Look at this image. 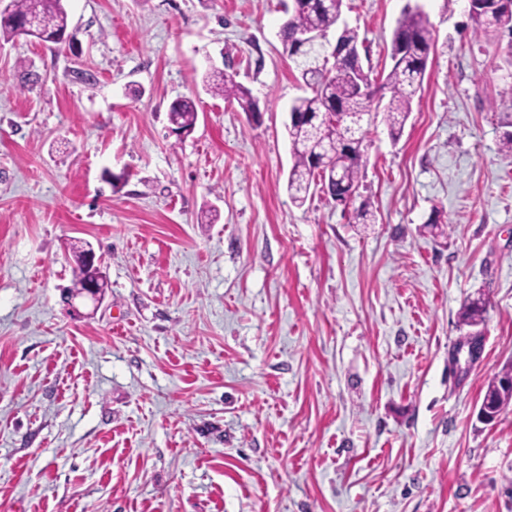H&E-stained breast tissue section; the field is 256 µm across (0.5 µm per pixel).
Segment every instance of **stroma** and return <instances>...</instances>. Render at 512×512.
<instances>
[{"label": "stroma", "instance_id": "obj_1", "mask_svg": "<svg viewBox=\"0 0 512 512\" xmlns=\"http://www.w3.org/2000/svg\"><path fill=\"white\" fill-rule=\"evenodd\" d=\"M289 3L65 0L74 46L0 41V512H512V411L477 417L512 364V34L344 0L372 77L405 8L432 48L354 206L298 207ZM227 64L259 117L203 90ZM76 239L100 305L64 301ZM169 120L178 125V130L185 136L193 132L197 121V108L190 98H183L173 102L169 108Z\"/></svg>", "mask_w": 512, "mask_h": 512}]
</instances>
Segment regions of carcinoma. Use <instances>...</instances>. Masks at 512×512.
I'll return each mask as SVG.
<instances>
[{"instance_id": "cac0c4a2", "label": "carcinoma", "mask_w": 512, "mask_h": 512, "mask_svg": "<svg viewBox=\"0 0 512 512\" xmlns=\"http://www.w3.org/2000/svg\"><path fill=\"white\" fill-rule=\"evenodd\" d=\"M343 0H304L283 23L280 36L289 51L300 77L309 93L295 98L288 109L290 122L286 124L291 144L293 164L288 175V193L297 206L305 203L311 185L322 182L331 198L337 199L350 189L359 188L367 130L363 123L370 121L371 106L379 91L387 89L390 98L383 112L392 138L400 137L412 109V102L423 84L432 37L423 13L407 10L398 20L392 41L406 40L418 53L401 60H392V66L381 83L365 72L358 52V33L344 27L336 40V47L293 43L302 32L326 33L338 23ZM10 7L17 18L32 17L37 29L47 35L68 32V14L62 0H11ZM477 28H506L512 31V13L484 11L471 14ZM333 64H328L329 59ZM203 84L214 96L235 103L241 111L256 116L260 113L250 90L236 80V74L215 69L206 74ZM170 122L179 131L190 134L197 121V108L190 98L173 102L169 108ZM88 244L73 247L75 267L72 287L68 294L81 292L94 279H105L101 267L84 259ZM485 304L479 300L468 302L462 311V321L477 326L485 320ZM512 406V392L503 391L491 402V420L498 419Z\"/></svg>"}]
</instances>
